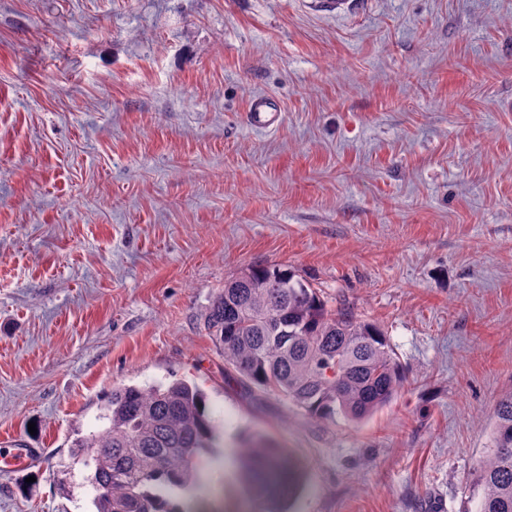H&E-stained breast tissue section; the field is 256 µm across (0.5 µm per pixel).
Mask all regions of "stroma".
I'll return each instance as SVG.
<instances>
[{
    "mask_svg": "<svg viewBox=\"0 0 512 512\" xmlns=\"http://www.w3.org/2000/svg\"><path fill=\"white\" fill-rule=\"evenodd\" d=\"M274 264L381 325L390 405L320 426L225 380L201 317ZM178 379L225 504L262 430L305 466L294 512H474L512 390V0H0V442L39 451L0 512H93L73 439ZM248 112L254 126L269 128L278 123L281 110L270 97L257 96L251 101Z\"/></svg>",
    "mask_w": 512,
    "mask_h": 512,
    "instance_id": "obj_1",
    "label": "stroma"
}]
</instances>
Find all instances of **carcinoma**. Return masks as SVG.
<instances>
[{"mask_svg":"<svg viewBox=\"0 0 512 512\" xmlns=\"http://www.w3.org/2000/svg\"><path fill=\"white\" fill-rule=\"evenodd\" d=\"M202 322L232 379L253 396L284 397L314 423L364 420L404 386L381 326L285 265L225 280ZM99 419L102 430L71 445L96 512H183L171 499L200 488L199 458L224 447L205 393L186 380L114 386ZM235 463V512H286L305 488L302 461L263 431L242 441ZM469 492L478 512H512V390L496 405L491 448Z\"/></svg>","mask_w":512,"mask_h":512,"instance_id":"1","label":"carcinoma"}]
</instances>
